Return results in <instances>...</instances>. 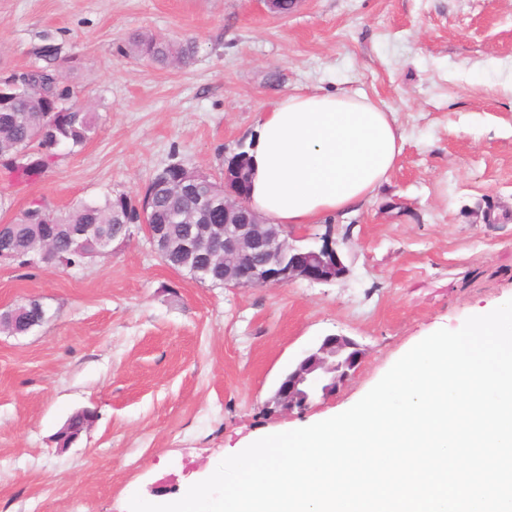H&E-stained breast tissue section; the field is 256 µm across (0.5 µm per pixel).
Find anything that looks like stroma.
Returning <instances> with one entry per match:
<instances>
[{
  "label": "stroma",
  "mask_w": 512,
  "mask_h": 512,
  "mask_svg": "<svg viewBox=\"0 0 512 512\" xmlns=\"http://www.w3.org/2000/svg\"><path fill=\"white\" fill-rule=\"evenodd\" d=\"M195 40L187 65L130 52V34ZM62 46L64 85L101 115L85 146L33 182L0 166V224L32 201L66 212L142 193L172 162L223 178L260 112L292 91L361 93L405 141L357 211L296 227L332 235V283L214 288L165 266L141 231L75 269L0 265V311L35 297L48 319L0 333V512H128L181 496L266 431L357 403L422 339L512 299V0H0V72ZM347 336L364 357L300 414L264 404L306 352ZM92 427L52 439L78 410Z\"/></svg>",
  "instance_id": "35a3bbf8"
}]
</instances>
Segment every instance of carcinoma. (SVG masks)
I'll list each match as a JSON object with an SVG mask.
<instances>
[{
  "mask_svg": "<svg viewBox=\"0 0 512 512\" xmlns=\"http://www.w3.org/2000/svg\"><path fill=\"white\" fill-rule=\"evenodd\" d=\"M131 52L161 65L191 63L197 44L191 39L174 44L162 37L134 34L128 38ZM63 48L52 41L39 47L35 56L42 64L18 74L23 90L0 97V155H17L18 166L12 172L23 178L41 175L58 161L60 147L69 152L82 148L99 128L100 115L72 101V90L62 85L56 63ZM185 175L183 166L173 163L158 171L145 187L142 197L134 200L125 194L106 196L101 202H78L66 215L58 216L42 202L33 201L17 222L10 246L23 257L19 266L40 267L44 234H54L57 264L63 268L82 267L87 257L70 247V238L80 228L94 225L104 235L122 237L121 224L141 223V213L150 224H164L173 243H179L194 224L224 223V190L213 179L199 199L191 193L171 194L160 187L165 181L176 185ZM166 262L172 269L185 272L195 266H207L200 254L172 251Z\"/></svg>",
  "mask_w": 512,
  "mask_h": 512,
  "instance_id": "1",
  "label": "carcinoma"
}]
</instances>
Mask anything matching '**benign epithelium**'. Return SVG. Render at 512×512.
Listing matches in <instances>:
<instances>
[{"label": "benign epithelium", "instance_id": "benign-epithelium-1", "mask_svg": "<svg viewBox=\"0 0 512 512\" xmlns=\"http://www.w3.org/2000/svg\"><path fill=\"white\" fill-rule=\"evenodd\" d=\"M245 155L234 154L233 172H224V232L207 241L212 256L224 261V287L279 286L296 280L330 283L346 274L333 241L318 248L299 249L289 242L286 224H273L249 205L244 185L250 173ZM156 256H161L162 231L155 224H140ZM72 245L99 255L110 247L92 228L78 233ZM364 356L358 343L346 336L328 335L283 377L265 402L269 415L301 413L318 396L334 394L351 376Z\"/></svg>", "mask_w": 512, "mask_h": 512}]
</instances>
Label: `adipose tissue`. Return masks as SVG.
I'll return each instance as SVG.
<instances>
[{
    "label": "adipose tissue",
    "mask_w": 512,
    "mask_h": 512,
    "mask_svg": "<svg viewBox=\"0 0 512 512\" xmlns=\"http://www.w3.org/2000/svg\"><path fill=\"white\" fill-rule=\"evenodd\" d=\"M403 144L393 113L370 97L285 94L248 144L250 206L293 226L354 212L388 181Z\"/></svg>",
    "instance_id": "obj_1"
}]
</instances>
